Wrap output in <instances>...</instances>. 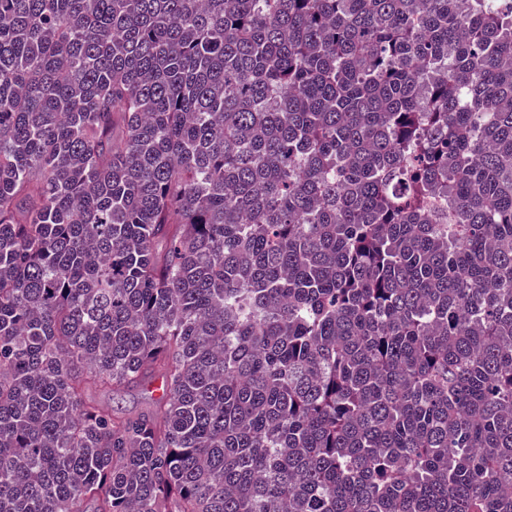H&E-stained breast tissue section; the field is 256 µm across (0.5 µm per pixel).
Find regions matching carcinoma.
Masks as SVG:
<instances>
[{"label":"carcinoma","mask_w":512,"mask_h":512,"mask_svg":"<svg viewBox=\"0 0 512 512\" xmlns=\"http://www.w3.org/2000/svg\"><path fill=\"white\" fill-rule=\"evenodd\" d=\"M0 512H512L509 0H0ZM155 387L156 385L153 387L151 385H146L144 387L133 389L123 393L114 400H112V395L105 391L93 392L92 396L100 402L111 403L112 406H114V409L132 410L151 403L152 396L158 393L155 391L151 393L152 390H155Z\"/></svg>","instance_id":"cac0c4a2"}]
</instances>
